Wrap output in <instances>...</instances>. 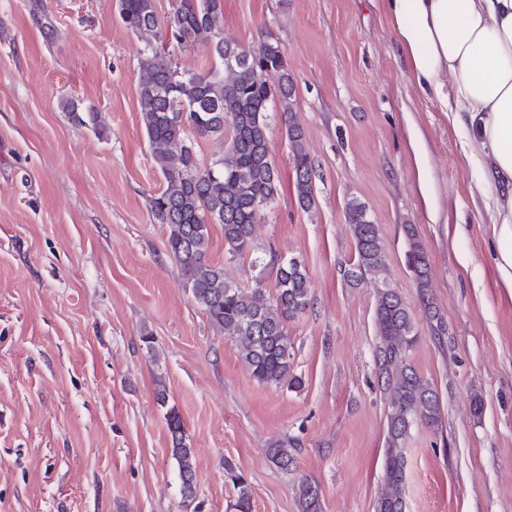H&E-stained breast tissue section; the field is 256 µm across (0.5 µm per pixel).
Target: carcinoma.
<instances>
[{
	"instance_id": "1",
	"label": "carcinoma",
	"mask_w": 512,
	"mask_h": 512,
	"mask_svg": "<svg viewBox=\"0 0 512 512\" xmlns=\"http://www.w3.org/2000/svg\"><path fill=\"white\" fill-rule=\"evenodd\" d=\"M118 16L131 33L146 39L139 85L140 118L161 175L159 192L149 200L158 224L168 228L167 251L179 268L184 287L204 308L211 325L234 339L241 361L252 377L265 385L300 389L294 373V353L288 321L303 314L310 303L311 286L305 267L293 258L277 263L275 292L257 279L249 289L224 278V270L209 262L210 225L224 230V247L232 257L254 250V226L260 212L279 194V173L269 156L270 108L279 103L293 160L294 189L301 207L313 201L312 160L304 132L294 122L292 75L273 38L246 49L224 40V0H177L166 29H161L154 0H115ZM172 38L178 45L201 46L212 64L204 74L182 72L159 44ZM70 119L105 131L99 112L73 101L63 103ZM195 136H190L188 130ZM227 138L224 155L206 164L195 137ZM346 223L352 226L356 270L347 276L360 280L385 268L379 227L366 207L348 203ZM405 253L413 272L426 319L443 332L433 298L426 291L427 257L413 231H408ZM375 324L376 361L380 388L387 395L386 490L375 512H403L407 459L405 444L418 425L435 429L442 424L440 400L433 384L410 361L419 339L407 304L390 288L378 292ZM171 455L177 462L181 495L195 496L196 468L186 442L184 426L175 410L167 415ZM296 449L288 441L269 449L270 461L283 471L294 470ZM225 472L237 489V512H249L250 487L228 460ZM300 512H321L319 486L304 479L298 486Z\"/></svg>"
}]
</instances>
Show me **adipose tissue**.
<instances>
[{
	"mask_svg": "<svg viewBox=\"0 0 512 512\" xmlns=\"http://www.w3.org/2000/svg\"><path fill=\"white\" fill-rule=\"evenodd\" d=\"M417 87L449 123L475 192L499 227L496 268L512 288V0H382Z\"/></svg>",
	"mask_w": 512,
	"mask_h": 512,
	"instance_id": "obj_1",
	"label": "adipose tissue"
}]
</instances>
